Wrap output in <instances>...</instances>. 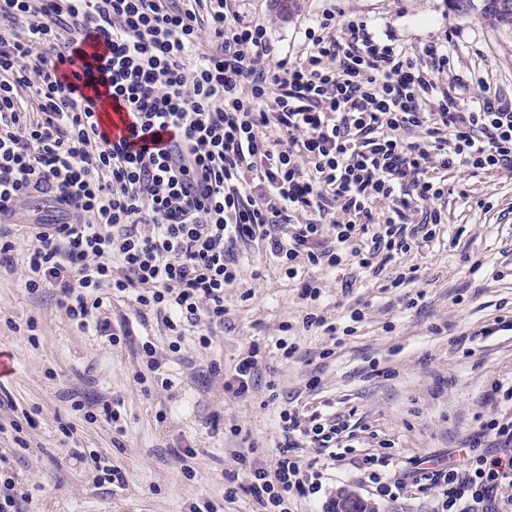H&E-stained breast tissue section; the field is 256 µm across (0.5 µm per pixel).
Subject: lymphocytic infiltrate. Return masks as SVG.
Wrapping results in <instances>:
<instances>
[{"label": "lymphocytic infiltrate", "instance_id": "f902f5d3", "mask_svg": "<svg viewBox=\"0 0 512 512\" xmlns=\"http://www.w3.org/2000/svg\"><path fill=\"white\" fill-rule=\"evenodd\" d=\"M304 37L298 58L279 56L234 0H0V270L22 269L29 293L55 291L73 326L112 345L154 319L170 352L192 330L206 349L246 252L316 302L313 270L377 276L443 236L449 171L512 177V100L481 76L484 95H467L447 76V42L417 49L332 12ZM89 39L104 55L69 73ZM110 105L127 112L128 137L103 131ZM163 131L175 148H153ZM36 195L59 217L29 225L19 259L14 217ZM127 301L132 314L113 317ZM494 390L505 410L478 435L495 454L470 446L404 480L391 453H357L345 420L283 406L276 459L237 453L247 482L224 497L293 512L317 492L303 469L313 447L381 499L411 486L438 490L432 512H507L512 382Z\"/></svg>", "mask_w": 512, "mask_h": 512}]
</instances>
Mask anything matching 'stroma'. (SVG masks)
Masks as SVG:
<instances>
[{
    "mask_svg": "<svg viewBox=\"0 0 512 512\" xmlns=\"http://www.w3.org/2000/svg\"><path fill=\"white\" fill-rule=\"evenodd\" d=\"M242 10L262 18L281 54L303 49L306 19L326 11L368 19L377 35L390 34L414 47L449 39L457 75L490 76L500 95L512 97V31L479 15H463L448 0H240ZM448 235L428 248L403 255L416 270L417 306L406 307L386 275L359 274L350 290L341 273L316 272L321 307L338 328L352 327L342 345L322 331L304 328L306 306L287 277L255 260L260 278L245 276L228 289L223 331L203 350L186 339L171 358L167 376L136 378L132 332L122 346L71 325L46 293H29L21 272L0 274V357L10 373L0 380V471L14 472L30 490L28 512H193L211 501L223 512H256L239 494L224 501L229 476L239 474L234 451L255 447L266 459L277 454L275 404L269 393L308 409L345 418L354 446L372 450L386 440L398 465L421 459L437 466L455 460L479 419L502 404L494 381L512 380V179L449 174ZM469 190L489 210L468 207L457 195ZM483 269L471 273L469 260ZM298 346L281 357L275 344ZM266 348L259 384L249 395L225 393L209 379L211 364L229 370L251 342ZM93 367L94 378L82 373ZM318 379L309 389L310 379ZM88 391L120 399L124 433L105 414L94 419L72 409L73 393ZM193 456L171 455L179 441ZM94 453L125 472L126 489L96 487L83 456ZM363 497L371 512H425L432 500L407 490L400 499L372 495L359 473L345 467L324 472L323 488L297 512H320L341 490Z\"/></svg>",
    "mask_w": 512,
    "mask_h": 512,
    "instance_id": "35a3bbf8",
    "label": "stroma"
}]
</instances>
